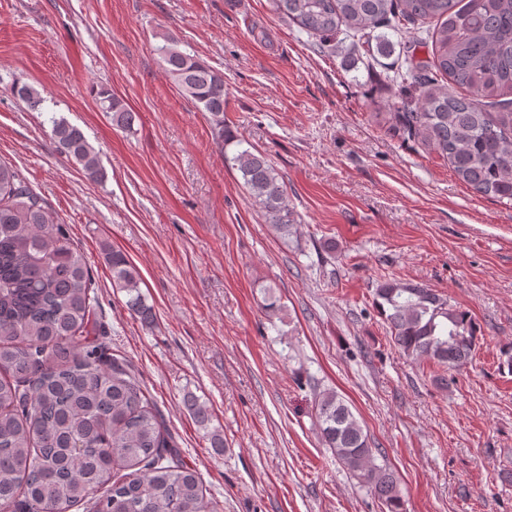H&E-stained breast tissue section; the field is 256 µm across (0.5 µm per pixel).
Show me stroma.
Returning <instances> with one entry per match:
<instances>
[{
    "label": "stroma",
    "mask_w": 512,
    "mask_h": 512,
    "mask_svg": "<svg viewBox=\"0 0 512 512\" xmlns=\"http://www.w3.org/2000/svg\"><path fill=\"white\" fill-rule=\"evenodd\" d=\"M169 39L223 72L226 124L284 180L288 238L244 188L236 144L218 143L167 76ZM393 62L342 32L317 50L271 0H0V159L85 254L113 354L217 512H384L320 440L314 402L328 389L380 449L405 512H512V373L499 367L512 346V203L375 123ZM18 82L41 92L42 111L13 96ZM99 85L135 112L131 129L101 112ZM54 115L84 132L104 180L56 151ZM114 249L138 270L153 322L113 288ZM389 277L469 311L479 342L465 368L401 353L374 304Z\"/></svg>",
    "instance_id": "obj_1"
}]
</instances>
